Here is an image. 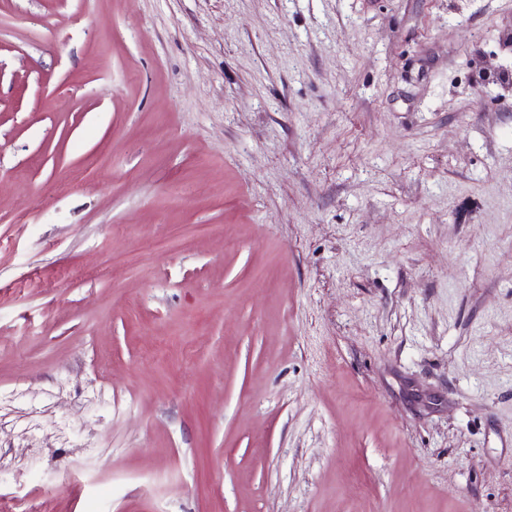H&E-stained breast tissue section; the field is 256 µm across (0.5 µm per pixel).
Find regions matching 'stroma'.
<instances>
[{
    "label": "stroma",
    "mask_w": 512,
    "mask_h": 512,
    "mask_svg": "<svg viewBox=\"0 0 512 512\" xmlns=\"http://www.w3.org/2000/svg\"><path fill=\"white\" fill-rule=\"evenodd\" d=\"M506 71L512 0H0V512H512Z\"/></svg>",
    "instance_id": "stroma-1"
}]
</instances>
